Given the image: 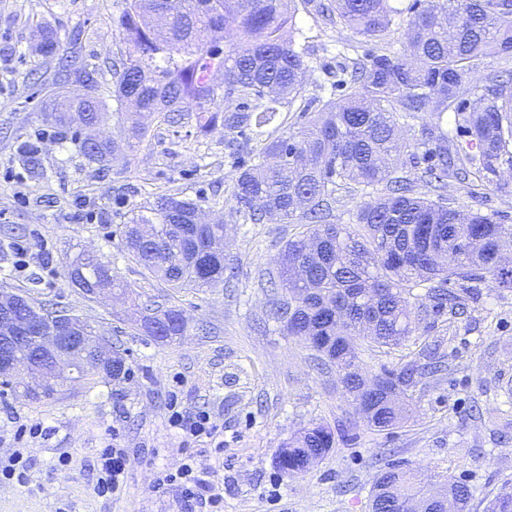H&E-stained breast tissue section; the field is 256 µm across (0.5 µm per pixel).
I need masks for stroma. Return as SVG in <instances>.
I'll use <instances>...</instances> for the list:
<instances>
[{"label": "stroma", "instance_id": "1", "mask_svg": "<svg viewBox=\"0 0 512 512\" xmlns=\"http://www.w3.org/2000/svg\"><path fill=\"white\" fill-rule=\"evenodd\" d=\"M320 0H296L291 35L307 47L313 72L302 103L327 99L346 67L370 50L404 51L407 18L367 41L318 11ZM122 0H0V289L29 293L68 310L110 337L127 376L100 372L32 402L0 386V458L12 451L14 420L44 423L45 436L29 440V482H0V512H178L176 488L154 484L187 457L216 470L224 482V512H368L375 476L402 462L425 482L466 481L472 512L512 488V290L479 283L463 297L457 318L422 325L417 342L385 352L366 351L369 371L395 368L405 353L435 348L445 369L412 391L406 423L377 431L358 418L336 388V373L318 369L314 353L283 332L271 305L280 289L258 276L297 227L241 224L224 199L232 163L224 132L198 137L193 121L151 126L131 160L97 170L79 154L82 128L56 135L43 121L51 98L53 64L39 53L38 29L77 37L79 60L96 68L101 87L112 84V61L123 51L112 18ZM39 142L40 168L30 173L19 153ZM175 193L199 201L203 216L224 222V252L234 268L229 284L206 292L176 291L130 258L121 230L132 205L151 194ZM97 214L76 221L78 202ZM443 205L493 213L512 224V191L466 187L449 179ZM26 240L35 259L27 276L13 268L11 245ZM107 256L126 295L91 299L71 285L66 265L81 251ZM49 258L50 270L38 261ZM155 301L183 311L184 336L162 344L136 330L135 304ZM206 409L224 430V450L183 442L168 423V405ZM313 421L329 424L336 448L308 472L291 478L278 466L282 442ZM130 451L119 499L94 490L93 463L110 438ZM70 464L57 466L60 455Z\"/></svg>", "mask_w": 512, "mask_h": 512}]
</instances>
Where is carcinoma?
<instances>
[{
  "label": "carcinoma",
  "instance_id": "cac0c4a2",
  "mask_svg": "<svg viewBox=\"0 0 512 512\" xmlns=\"http://www.w3.org/2000/svg\"><path fill=\"white\" fill-rule=\"evenodd\" d=\"M295 0H124L112 19L127 53L112 64L116 113L126 98L138 99L139 113L157 124L189 117L205 137L224 129V147L236 174L228 188L232 213L250 224H299L260 281L281 286L275 318L288 335L303 338L321 366L338 372L344 399L378 431L403 422L411 410V389L438 365L410 357L395 369L365 370L359 346L393 348L419 335L429 316L453 312L460 294L487 282L512 289V224L494 214L462 213L415 195L407 164L425 167L421 179L437 197L448 178L508 192L503 169L512 170V80L488 78L468 87L475 62L512 55V0H415L407 28L409 54L380 48L355 66L341 97L302 109L299 121L248 146L247 133L272 124L284 104L293 105L311 76L307 51L286 37ZM330 19L354 34L375 39L403 10L391 0H332ZM231 32L233 37L223 39ZM57 31L43 28L39 51L56 62L64 89L45 121L69 128L104 122L108 105L100 97L96 70L77 65L61 50ZM162 59L164 65L156 64ZM470 88L471 99L459 100ZM239 100L224 108L220 90ZM453 112L448 132L433 141L400 136V119L421 113ZM149 126L132 120L124 128L127 146L143 143ZM79 153L105 169L119 158L117 141ZM377 189L357 207L354 222L331 221L336 193ZM198 202L158 194L131 210L122 237L129 254L173 289L224 284V251L205 252L198 243L224 236V225L199 220ZM71 283L88 288L116 285L112 262L82 254L68 266ZM423 288L419 294L416 289ZM174 308L154 314L156 328L145 335L168 342L183 335ZM333 430L311 422L279 452L290 477L307 472L335 447ZM456 512H471L469 485L453 477ZM421 491L419 474L404 465L382 470L373 483L369 512H402L404 500ZM487 512H512V491L502 490Z\"/></svg>",
  "mask_w": 512,
  "mask_h": 512
}]
</instances>
